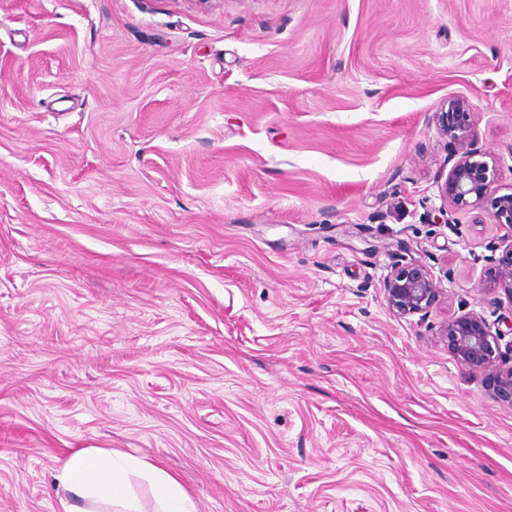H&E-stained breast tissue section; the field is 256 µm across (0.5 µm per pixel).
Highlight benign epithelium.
Returning a JSON list of instances; mask_svg holds the SVG:
<instances>
[{
  "label": "benign epithelium",
  "mask_w": 512,
  "mask_h": 512,
  "mask_svg": "<svg viewBox=\"0 0 512 512\" xmlns=\"http://www.w3.org/2000/svg\"><path fill=\"white\" fill-rule=\"evenodd\" d=\"M440 131L456 144L453 164L442 181H437L445 216L468 208H485L494 223L507 229L508 245L495 259L488 290L512 295V186L502 192L496 165L482 160L486 153L477 147L475 112L464 98L451 101L436 113ZM390 309L400 316L418 315L424 319L439 301V291L430 270L420 262L394 267L385 285ZM458 361L493 380V395L512 406V354L502 353L499 333L475 312L446 322L440 330Z\"/></svg>",
  "instance_id": "obj_1"
}]
</instances>
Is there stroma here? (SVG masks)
<instances>
[{"label": "stroma", "mask_w": 512, "mask_h": 512, "mask_svg": "<svg viewBox=\"0 0 512 512\" xmlns=\"http://www.w3.org/2000/svg\"><path fill=\"white\" fill-rule=\"evenodd\" d=\"M455 98L512 184V0H0V512L94 449L195 512H512V406L439 336L512 349L504 228L439 213ZM390 309L400 316H428L439 301V291L430 270L420 262L394 267L385 285ZM139 466L148 474L156 496L165 506L164 512H194L191 499L171 474L147 462H140Z\"/></svg>", "instance_id": "stroma-1"}]
</instances>
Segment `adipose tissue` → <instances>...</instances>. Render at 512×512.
<instances>
[{"label": "adipose tissue", "mask_w": 512, "mask_h": 512, "mask_svg": "<svg viewBox=\"0 0 512 512\" xmlns=\"http://www.w3.org/2000/svg\"><path fill=\"white\" fill-rule=\"evenodd\" d=\"M130 466V461L112 451L96 455L75 452L55 475L58 487L64 492L59 500L61 512H97L100 504H118L123 512H140L124 482ZM142 468L163 502L164 512H194L191 499L171 474L147 462Z\"/></svg>", "instance_id": "ef3b65f1"}]
</instances>
